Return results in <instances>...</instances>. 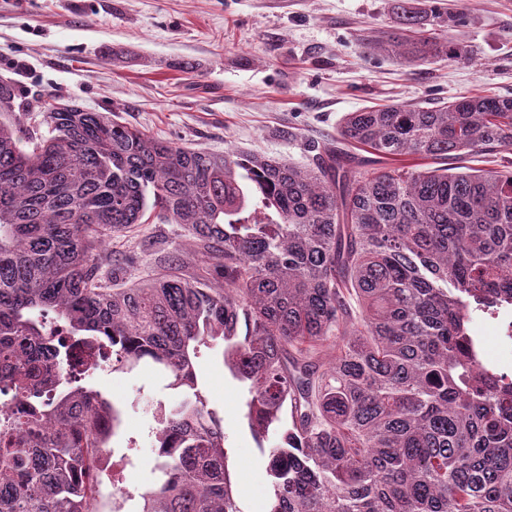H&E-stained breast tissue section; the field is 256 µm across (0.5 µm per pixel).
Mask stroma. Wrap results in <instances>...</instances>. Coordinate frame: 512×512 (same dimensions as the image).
Instances as JSON below:
<instances>
[{
	"instance_id": "35a3bbf8",
	"label": "stroma",
	"mask_w": 512,
	"mask_h": 512,
	"mask_svg": "<svg viewBox=\"0 0 512 512\" xmlns=\"http://www.w3.org/2000/svg\"><path fill=\"white\" fill-rule=\"evenodd\" d=\"M459 38L470 61L414 63L366 43L397 29V0H0V80L37 105L71 99L181 146L311 164L304 143L336 138L366 106H434L461 94L512 95V0H414ZM181 225L146 214L112 246L128 281L156 273ZM208 405L224 419L240 512H265L266 458L245 419L246 391L220 353L197 361ZM122 410L115 478L138 512L151 470L158 404L179 398L151 365L88 377Z\"/></svg>"
}]
</instances>
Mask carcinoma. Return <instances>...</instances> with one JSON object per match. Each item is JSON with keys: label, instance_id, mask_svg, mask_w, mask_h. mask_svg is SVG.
Returning <instances> with one entry per match:
<instances>
[{"label": "carcinoma", "instance_id": "cac0c4a2", "mask_svg": "<svg viewBox=\"0 0 512 512\" xmlns=\"http://www.w3.org/2000/svg\"><path fill=\"white\" fill-rule=\"evenodd\" d=\"M400 9L396 53L471 56ZM15 99L0 82V112ZM57 104L46 135L0 122V397L30 405L0 415V512H106L96 458L121 412L84 383L105 348L112 369L146 361L182 392L160 411L162 477L140 512H240L203 347L247 390L267 512H512V383L481 366L469 328L512 302V171H360L339 147L489 154L512 144L511 97L349 112L305 170ZM149 210L195 239L194 277L178 248L129 287L109 265L112 237Z\"/></svg>", "mask_w": 512, "mask_h": 512}]
</instances>
